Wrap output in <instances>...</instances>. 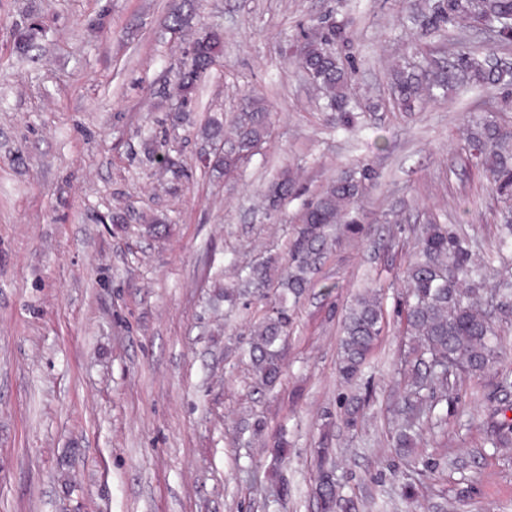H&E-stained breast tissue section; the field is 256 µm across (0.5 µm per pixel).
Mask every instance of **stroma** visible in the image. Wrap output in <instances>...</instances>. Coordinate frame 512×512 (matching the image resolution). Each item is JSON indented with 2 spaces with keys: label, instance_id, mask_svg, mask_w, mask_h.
I'll return each mask as SVG.
<instances>
[{
  "label": "stroma",
  "instance_id": "35a3bbf8",
  "mask_svg": "<svg viewBox=\"0 0 512 512\" xmlns=\"http://www.w3.org/2000/svg\"><path fill=\"white\" fill-rule=\"evenodd\" d=\"M414 0H0V512H320L319 449L336 462V512H512V318L504 354L439 400L412 455L392 446L412 348L399 315L407 257L429 221L483 255L512 201L468 160L473 119L512 130L498 88L394 109L391 73L420 44L451 59L465 29L421 33ZM182 14L181 31L164 26ZM355 68L345 132L294 62L324 20ZM224 46L186 111L172 87L206 25ZM273 107L232 174L202 162L245 91ZM364 165L360 233L338 230L301 297L270 386L246 353L276 284L230 304L249 268L279 275L306 204ZM290 171L278 211L265 191ZM382 289L384 332L357 387L341 383L345 306ZM367 397L357 429L343 401ZM288 452L271 476L267 444ZM287 495H280V482ZM489 433L493 447L501 448L512 445V419L503 413L500 419L491 422Z\"/></svg>",
  "mask_w": 512,
  "mask_h": 512
}]
</instances>
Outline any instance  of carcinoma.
Masks as SVG:
<instances>
[{
	"label": "carcinoma",
	"mask_w": 512,
	"mask_h": 512,
	"mask_svg": "<svg viewBox=\"0 0 512 512\" xmlns=\"http://www.w3.org/2000/svg\"><path fill=\"white\" fill-rule=\"evenodd\" d=\"M419 24L440 29L465 20L485 27L499 41L512 39V0H424ZM345 40L343 29L330 24L319 36L301 44L295 54L298 64L321 87L327 108L338 113L343 125L352 122L351 72L334 45ZM223 46V33L210 28L193 42L190 62L179 72L173 92L183 100L192 98L198 81L212 65ZM503 87L512 86V67L493 64L470 51H459L448 67L429 62L419 68L399 67L392 75V89L401 108L410 112L416 102L434 96L447 97L448 87L459 77ZM269 109L265 101L250 92L233 120L234 134L224 139V172L235 170L250 156L266 135ZM475 167L486 176L495 191L512 197V131L492 121L477 123L468 137ZM372 178L367 168L351 169L334 181L305 208L302 227L292 243L286 275L279 283L281 293L275 315L252 331L250 358L258 376L272 383L280 374V344L291 323L289 300H297L308 288L311 275L320 264L328 245V230L340 223L360 232L351 213L361 196L365 181ZM295 191L288 176L272 184L266 200L275 207ZM407 290L403 302L406 333L412 336L415 360L409 391L410 413L397 434V447L408 453L414 444L420 420L431 415V393L448 396L450 386L461 376H480L498 358L495 330L487 312L477 300L488 287V266L476 261L469 242L448 224L426 225L418 252L405 270ZM492 292L500 310L512 315V274L497 272ZM384 329L382 294L368 289L347 307L342 320L338 372L346 382L356 380ZM493 447L512 445V419L502 416L489 426ZM317 495L326 508L339 497V486L329 469L322 470Z\"/></svg>",
	"instance_id": "cac0c4a2"
}]
</instances>
